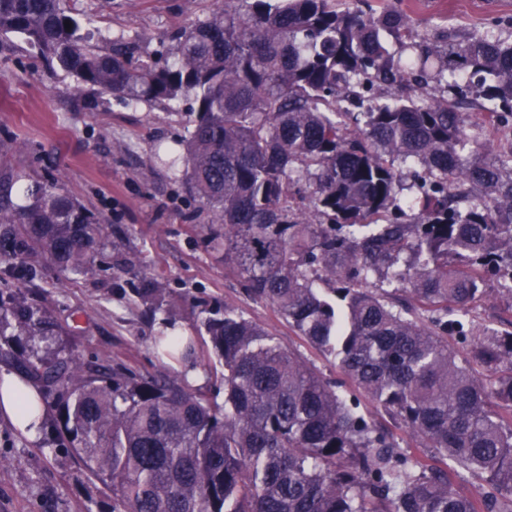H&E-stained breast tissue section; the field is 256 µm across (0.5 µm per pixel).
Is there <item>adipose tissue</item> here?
Instances as JSON below:
<instances>
[{
  "mask_svg": "<svg viewBox=\"0 0 512 512\" xmlns=\"http://www.w3.org/2000/svg\"><path fill=\"white\" fill-rule=\"evenodd\" d=\"M0 417L34 439L47 417V407L33 383L17 373L0 371Z\"/></svg>",
  "mask_w": 512,
  "mask_h": 512,
  "instance_id": "obj_1",
  "label": "adipose tissue"
}]
</instances>
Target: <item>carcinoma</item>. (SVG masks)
I'll list each match as a JSON object with an SVG mask.
<instances>
[{"instance_id":"obj_1","label":"carcinoma","mask_w":512,"mask_h":512,"mask_svg":"<svg viewBox=\"0 0 512 512\" xmlns=\"http://www.w3.org/2000/svg\"><path fill=\"white\" fill-rule=\"evenodd\" d=\"M83 28L64 0H0V38L80 84L164 108L192 99L186 179L224 226L214 247L344 376L325 380L229 305L206 311L200 344L156 337L152 373L85 362L0 290V341L111 493L98 512H512V331L473 334L470 361L448 342L488 281L512 300V142L485 149L512 114V43L489 31L442 47L394 6L339 0H224L163 54ZM434 58L440 97L424 88ZM411 81L410 96H374ZM25 199L0 204L5 234L96 275L104 225L53 185ZM134 293L173 306L155 281ZM214 357L221 404L174 368Z\"/></svg>"}]
</instances>
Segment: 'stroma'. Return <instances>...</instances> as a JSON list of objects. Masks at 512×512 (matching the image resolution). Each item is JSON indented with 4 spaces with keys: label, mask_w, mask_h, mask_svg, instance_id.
Masks as SVG:
<instances>
[{
    "label": "stroma",
    "mask_w": 512,
    "mask_h": 512,
    "mask_svg": "<svg viewBox=\"0 0 512 512\" xmlns=\"http://www.w3.org/2000/svg\"><path fill=\"white\" fill-rule=\"evenodd\" d=\"M92 19L102 36L158 49L178 27L222 9L224 0H67ZM409 25L440 45L486 30L512 42V0H403ZM187 100L171 108L102 96L53 68L18 39H0V140L17 150L0 155V191L18 204L35 183H55L105 226L96 276L62 273L46 257H29L0 239V289L29 297L64 331L82 360L103 359L143 372L158 365L152 341L161 325L133 296L143 278L157 280L173 299V317L196 335L202 309L229 305L313 363L323 378L341 377L332 359L298 336L270 306L252 301L239 276L207 241L211 217L179 170L153 161L158 145L181 139L195 115ZM52 424L30 440L0 419V512H87L94 478L60 449Z\"/></svg>",
    "instance_id": "1"
}]
</instances>
